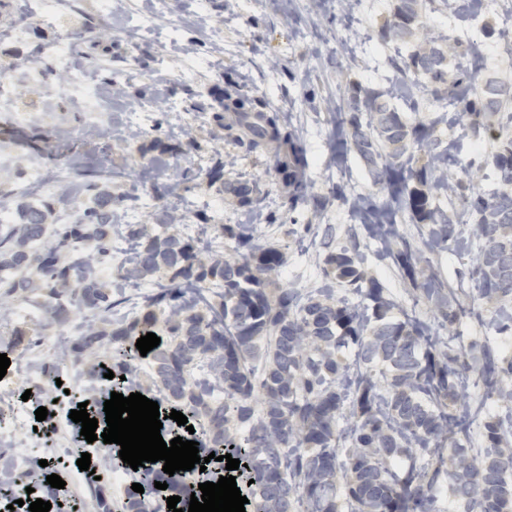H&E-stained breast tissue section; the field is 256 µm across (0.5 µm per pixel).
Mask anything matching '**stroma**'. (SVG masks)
Returning <instances> with one entry per match:
<instances>
[{
	"label": "stroma",
	"mask_w": 512,
	"mask_h": 512,
	"mask_svg": "<svg viewBox=\"0 0 512 512\" xmlns=\"http://www.w3.org/2000/svg\"><path fill=\"white\" fill-rule=\"evenodd\" d=\"M18 0H0V27L22 26L23 39L0 37V74L16 91L14 104L30 115L23 126L0 117V186L22 179L28 167L57 163L61 178L51 189L27 194L30 202H52L49 223L75 218L89 203L77 190L76 172H121L112 184L113 195L136 193L147 207L131 209L121 203L112 208V265L120 267L126 256L123 225L150 224L156 212L189 213L191 223L221 218L226 224H252L260 241L280 248L286 263L276 274L280 287L315 289L324 281L323 260L339 243H358L366 278L377 281L386 294L425 323L432 335L458 336L498 344L500 336L490 320L497 307L481 299L471 274L480 240L476 224L461 201L447 188L435 189L432 207L444 209L456 224L455 240L444 242L429 235L410 212L397 214L395 238L373 233L374 212L387 209L389 197L375 185L364 161L346 142L339 122L343 106L359 88L392 87L396 73L391 59L409 58L431 39H446L449 69H466L480 62V81L512 83V48L500 37L486 38V23H499L512 12V0H487V10L472 19L457 20L456 0H424L422 26L407 43L378 38V28L390 16L397 0H207L205 18L193 15L188 0H174L173 14L183 22L180 43L189 46L199 63L200 81L186 87L177 77L181 62L169 42L141 22L142 0H112L103 13L98 0H83L81 9H68L54 27L31 23L17 9ZM74 45V59L109 56L112 75L96 74L107 112L94 133L72 138V128L82 126L87 115L63 88L66 65L53 60L55 75L43 66L27 63L29 52L48 46L59 35ZM468 46L458 54L456 43ZM233 81L269 101L289 129L304 145L309 160L311 194L326 198L325 209L303 203L289 207L288 195L275 172V154L244 156L227 142L222 130L198 119L192 131L197 145L185 148V127L194 102L208 103L214 86ZM173 102L175 112L151 113L152 130L138 140L129 136L132 106L157 101ZM418 106L399 102L408 123L438 119L436 135L447 141L456 159L449 166V180L472 182L485 194L499 191L491 155L493 141L471 136L466 124L456 123L448 103L436 100L426 89L417 93ZM224 160L225 177L255 183L260 204L243 207L210 186L208 172L216 158ZM163 166L168 188L162 199H153L150 186L139 172ZM287 225V232H269V221ZM410 245L414 275H407L393 258ZM440 280L460 303L456 323L442 322L425 298L428 280Z\"/></svg>",
	"instance_id": "35a3bbf8"
}]
</instances>
